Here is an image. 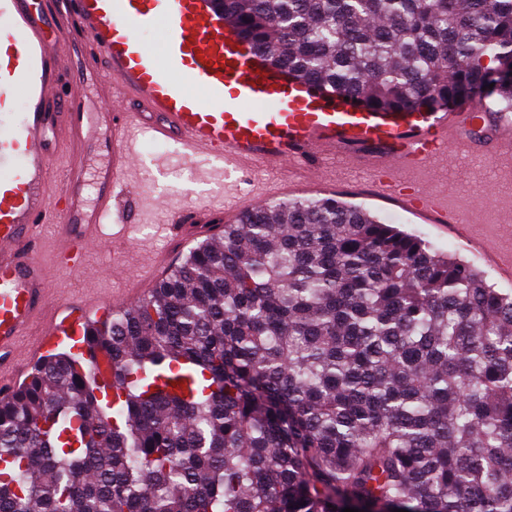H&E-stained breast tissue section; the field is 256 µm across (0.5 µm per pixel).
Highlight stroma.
<instances>
[{"instance_id":"obj_1","label":"stroma","mask_w":512,"mask_h":512,"mask_svg":"<svg viewBox=\"0 0 512 512\" xmlns=\"http://www.w3.org/2000/svg\"><path fill=\"white\" fill-rule=\"evenodd\" d=\"M139 152L141 160L129 176V189L121 195L118 212L99 225V244L84 254L80 270L71 271L57 264L60 229L53 224L45 228L42 259L48 271L51 303L90 296L101 302L100 310L92 313V320L109 317L113 298L122 294L135 273L164 254L181 260L197 244V237L172 231L175 210L202 199L212 210L223 214L225 223L234 224L238 221V205L255 206V191L261 185L274 186L281 180L275 172L224 174L206 159L187 157L176 144L158 143L147 135L139 139ZM324 168L334 173L337 189L308 186L293 191V198L333 195L363 205L384 223L419 234L440 252L470 261L495 288L512 291L511 274L448 228L403 209L396 201L375 195L366 172L348 169L340 159L325 162ZM427 182L448 189L456 202L471 208L473 223L512 225V174L491 161L452 155L446 165L428 174Z\"/></svg>"}]
</instances>
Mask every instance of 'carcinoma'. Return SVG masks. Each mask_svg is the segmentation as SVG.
Instances as JSON below:
<instances>
[{"label":"carcinoma","mask_w":512,"mask_h":512,"mask_svg":"<svg viewBox=\"0 0 512 512\" xmlns=\"http://www.w3.org/2000/svg\"><path fill=\"white\" fill-rule=\"evenodd\" d=\"M277 67L369 112L495 97L512 0H217ZM89 360L0 399V512H512V291L336 198L247 210Z\"/></svg>","instance_id":"1"}]
</instances>
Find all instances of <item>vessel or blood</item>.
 I'll return each mask as SVG.
<instances>
[{
	"label": "vessel or blood",
	"instance_id": "vessel-or-blood-1",
	"mask_svg": "<svg viewBox=\"0 0 512 512\" xmlns=\"http://www.w3.org/2000/svg\"><path fill=\"white\" fill-rule=\"evenodd\" d=\"M43 20L60 31L49 39L30 0H0L12 52L0 58V99L20 93L27 109L0 141V359L44 319L46 342L85 346L89 306L49 304L40 257L41 229L62 228L61 253L98 242L137 165L136 139L150 134L188 156L224 161L245 171L283 166L309 172L311 160L341 157L369 171L377 195L458 231L485 257L506 262L493 234L474 230L444 190L424 189L419 176L449 149L476 150L475 130L493 136L495 164L512 165V113L478 104L457 112H368L343 95L303 83L270 65L224 24L215 0H42ZM160 30L159 49L141 31ZM96 79L110 102L90 117L83 84ZM202 85L209 103L182 85ZM68 157L61 176L46 163L55 134ZM108 157L88 170L89 149ZM93 183L94 200L84 187Z\"/></svg>",
	"mask_w": 512,
	"mask_h": 512
}]
</instances>
